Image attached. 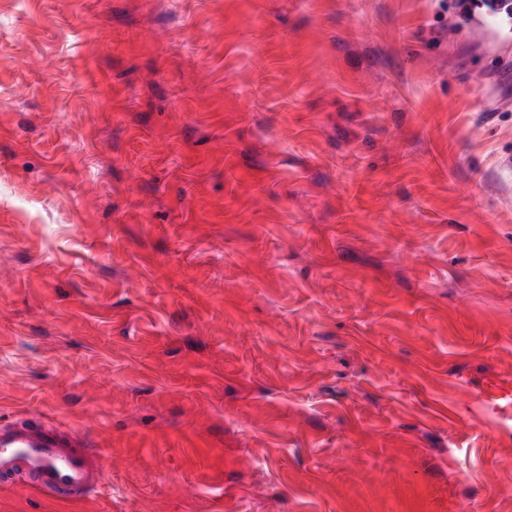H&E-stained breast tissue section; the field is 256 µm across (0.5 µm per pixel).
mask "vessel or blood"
<instances>
[{
  "mask_svg": "<svg viewBox=\"0 0 512 512\" xmlns=\"http://www.w3.org/2000/svg\"><path fill=\"white\" fill-rule=\"evenodd\" d=\"M102 453L86 431L53 419L28 425L0 422V475L29 471L37 491L84 498L102 478Z\"/></svg>",
  "mask_w": 512,
  "mask_h": 512,
  "instance_id": "1",
  "label": "vessel or blood"
}]
</instances>
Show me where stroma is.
<instances>
[{
  "label": "stroma",
  "mask_w": 512,
  "mask_h": 512,
  "mask_svg": "<svg viewBox=\"0 0 512 512\" xmlns=\"http://www.w3.org/2000/svg\"><path fill=\"white\" fill-rule=\"evenodd\" d=\"M442 0H0V512H512V42ZM102 453L86 431L45 418L35 425L0 422V475L30 471L35 490L85 498L102 478Z\"/></svg>",
  "instance_id": "1"
}]
</instances>
